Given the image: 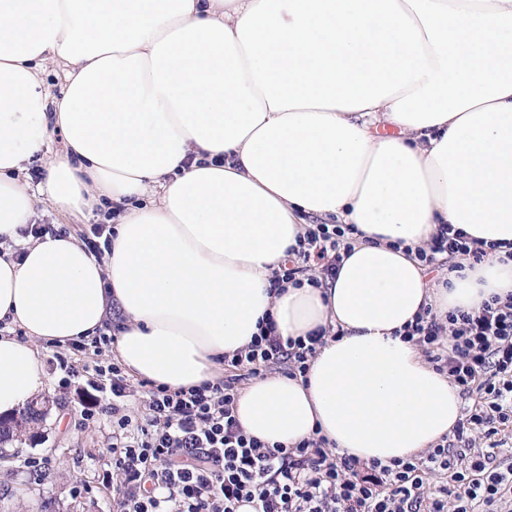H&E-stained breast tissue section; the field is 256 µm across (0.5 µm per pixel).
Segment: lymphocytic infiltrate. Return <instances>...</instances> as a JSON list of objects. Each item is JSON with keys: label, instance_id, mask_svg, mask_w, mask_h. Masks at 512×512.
Segmentation results:
<instances>
[{"label": "lymphocytic infiltrate", "instance_id": "f902f5d3", "mask_svg": "<svg viewBox=\"0 0 512 512\" xmlns=\"http://www.w3.org/2000/svg\"><path fill=\"white\" fill-rule=\"evenodd\" d=\"M357 233L352 224L308 225L270 276V294L323 287ZM498 248L442 224L415 252L428 271H454ZM258 327L245 348L225 356L230 376L177 390L149 382L139 422L124 407L135 385L120 363L96 366L99 387L112 394L116 512H239L247 503L254 512H512V455L502 451L512 435V296L492 297L472 313L441 316L427 307L404 326V339L468 405L452 437L387 465L338 454L317 434L289 448L245 434L234 412L241 376L279 369L306 376L332 334L321 327L284 338L270 317ZM434 476L440 485L431 484Z\"/></svg>", "mask_w": 512, "mask_h": 512}]
</instances>
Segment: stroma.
<instances>
[{
  "label": "stroma",
  "instance_id": "35a3bbf8",
  "mask_svg": "<svg viewBox=\"0 0 512 512\" xmlns=\"http://www.w3.org/2000/svg\"><path fill=\"white\" fill-rule=\"evenodd\" d=\"M37 223L48 224L77 235L87 247L103 246L96 227L103 214L67 216L56 213L49 204L37 206ZM72 357L71 347H43L46 386L41 394L50 410L39 424L35 440L14 441L0 452V512H45V501H52L54 512H114L116 481L106 477L112 449V418L107 410L112 395L96 391L94 368L108 364V355L81 354V367L75 377H67L53 354ZM96 410L94 420L82 418L84 409ZM45 459L43 476L21 468L25 456Z\"/></svg>",
  "mask_w": 512,
  "mask_h": 512
}]
</instances>
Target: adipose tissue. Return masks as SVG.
Here are the masks:
<instances>
[{
	"instance_id": "ef3b65f1",
	"label": "adipose tissue",
	"mask_w": 512,
	"mask_h": 512,
	"mask_svg": "<svg viewBox=\"0 0 512 512\" xmlns=\"http://www.w3.org/2000/svg\"><path fill=\"white\" fill-rule=\"evenodd\" d=\"M41 201L109 207L110 251L28 234ZM310 218L362 236L325 287L269 295ZM441 224L512 243V0H0V416L43 391L40 343L113 311L117 359L173 388L218 379L269 315L340 336L240 391L248 435L413 457L463 400L399 329L512 295L496 252L428 282L414 249Z\"/></svg>"
}]
</instances>
